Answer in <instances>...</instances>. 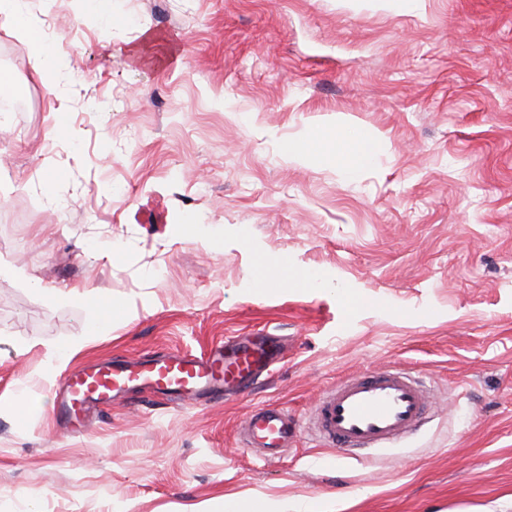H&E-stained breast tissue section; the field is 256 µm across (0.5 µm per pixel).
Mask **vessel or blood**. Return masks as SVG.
Listing matches in <instances>:
<instances>
[{"mask_svg":"<svg viewBox=\"0 0 512 512\" xmlns=\"http://www.w3.org/2000/svg\"><path fill=\"white\" fill-rule=\"evenodd\" d=\"M281 350L275 336L254 342L228 338L197 354L174 351L90 364L66 377L57 418L63 429L82 432L87 416L140 389L195 406L231 397L249 390ZM429 409L419 380L386 367L348 377L326 392L315 406L314 428L337 457L360 462L416 433ZM298 431L287 409L272 404L256 407L243 422L247 444L268 460L280 457Z\"/></svg>","mask_w":512,"mask_h":512,"instance_id":"1","label":"vessel or blood"}]
</instances>
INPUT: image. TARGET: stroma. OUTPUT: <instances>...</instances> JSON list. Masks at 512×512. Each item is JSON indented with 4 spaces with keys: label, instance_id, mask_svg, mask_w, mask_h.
<instances>
[{
    "label": "stroma",
    "instance_id": "stroma-1",
    "mask_svg": "<svg viewBox=\"0 0 512 512\" xmlns=\"http://www.w3.org/2000/svg\"><path fill=\"white\" fill-rule=\"evenodd\" d=\"M26 17L61 76L0 28L19 102L0 131V512H512V0H28ZM339 122L358 128L345 151L380 140L377 164L337 166ZM300 141L315 155L285 161ZM283 261L323 288L281 286ZM73 288L112 306L47 299ZM265 333L288 348L238 398L145 393L78 435L53 420L87 361ZM394 364L432 390L429 422L338 459L311 430L319 395ZM265 404L301 424L272 461L241 435Z\"/></svg>",
    "mask_w": 512,
    "mask_h": 512
}]
</instances>
